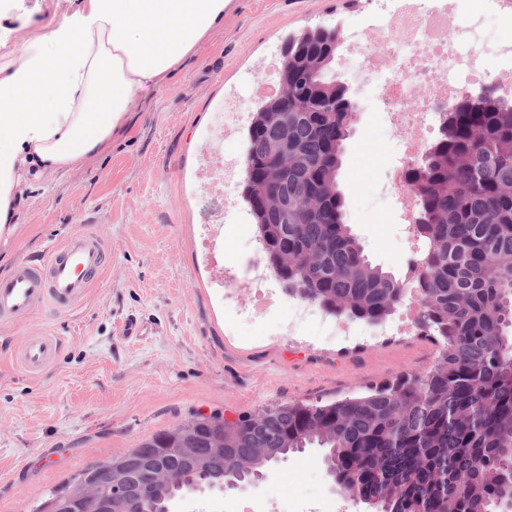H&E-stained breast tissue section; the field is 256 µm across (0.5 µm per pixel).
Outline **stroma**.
I'll return each mask as SVG.
<instances>
[{
    "label": "stroma",
    "instance_id": "35a3bbf8",
    "mask_svg": "<svg viewBox=\"0 0 512 512\" xmlns=\"http://www.w3.org/2000/svg\"><path fill=\"white\" fill-rule=\"evenodd\" d=\"M363 0H235L197 51L162 86L144 90L123 126L94 156L26 191L11 236L0 239V277L37 264L65 238L101 232L111 262L87 294L65 309L48 303L23 321L0 320V512H32L88 465L125 455L154 434L201 417L228 421L287 403L361 396L407 372L425 373L441 347L419 329L373 335L363 322L337 332L318 306L298 309L277 280L263 316L224 300V270H240L258 244L247 209L224 217V156L241 155L244 133L205 160L222 123L224 98H250L248 77L288 37L315 27L363 25ZM66 0H0V63L42 36ZM337 75L359 104L345 142L339 189L345 219L369 262L403 278L405 235L380 192L399 131L337 59ZM138 320L142 333L124 327ZM32 330L61 340L38 373L14 360ZM323 451L281 456L258 487L178 496L169 512H372L332 488Z\"/></svg>",
    "mask_w": 512,
    "mask_h": 512
}]
</instances>
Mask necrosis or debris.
Segmentation results:
<instances>
[{
  "label": "necrosis or debris",
  "mask_w": 512,
  "mask_h": 512,
  "mask_svg": "<svg viewBox=\"0 0 512 512\" xmlns=\"http://www.w3.org/2000/svg\"><path fill=\"white\" fill-rule=\"evenodd\" d=\"M463 2L367 0V28L348 36V55L358 60L363 85L379 88L383 119L402 131L383 191L411 239L419 201L404 174L428 151L444 119L437 105L455 98L470 79L489 75L512 97V41L484 34L485 15L498 12V0H488L482 13Z\"/></svg>",
  "instance_id": "necrosis-or-debris-1"
}]
</instances>
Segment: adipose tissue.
<instances>
[{
    "instance_id": "obj_1",
    "label": "adipose tissue",
    "mask_w": 512,
    "mask_h": 512,
    "mask_svg": "<svg viewBox=\"0 0 512 512\" xmlns=\"http://www.w3.org/2000/svg\"><path fill=\"white\" fill-rule=\"evenodd\" d=\"M230 0H81L0 67V235L24 186L95 155L137 96L224 21Z\"/></svg>"
}]
</instances>
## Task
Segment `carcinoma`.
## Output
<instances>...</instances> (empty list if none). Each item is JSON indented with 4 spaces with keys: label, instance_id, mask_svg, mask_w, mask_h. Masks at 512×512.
<instances>
[{
    "label": "carcinoma",
    "instance_id": "obj_1",
    "mask_svg": "<svg viewBox=\"0 0 512 512\" xmlns=\"http://www.w3.org/2000/svg\"><path fill=\"white\" fill-rule=\"evenodd\" d=\"M337 51L334 29L288 38V97L258 103L241 197L289 294L377 324L408 289L368 262L345 221L338 177L355 104L332 73ZM279 112L288 113L286 155ZM412 178L428 272L418 284L421 323L442 345L433 369L330 404H283L231 423L198 418L112 464L145 448L156 449L162 467L179 464L175 448H222L237 464L265 448L260 470L317 445L346 492L378 512L512 508V101L493 93L448 113ZM89 475L88 467L74 474L35 512H58Z\"/></svg>",
    "mask_w": 512,
    "mask_h": 512
}]
</instances>
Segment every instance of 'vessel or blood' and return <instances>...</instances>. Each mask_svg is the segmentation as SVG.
<instances>
[{
    "mask_svg": "<svg viewBox=\"0 0 512 512\" xmlns=\"http://www.w3.org/2000/svg\"><path fill=\"white\" fill-rule=\"evenodd\" d=\"M104 263V241L98 234L70 236L47 256L43 269L21 265L10 277L0 278V316L17 319L49 301H74L90 287ZM58 348L55 337L33 333L22 341L16 361L34 373L55 356Z\"/></svg>",
    "mask_w": 512,
    "mask_h": 512,
    "instance_id": "vessel-or-blood-1",
    "label": "vessel or blood"
}]
</instances>
